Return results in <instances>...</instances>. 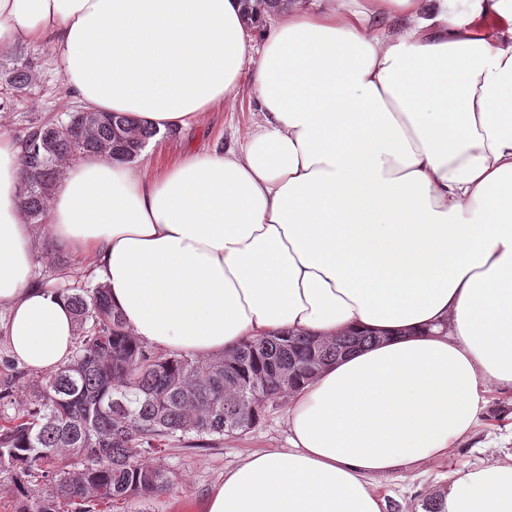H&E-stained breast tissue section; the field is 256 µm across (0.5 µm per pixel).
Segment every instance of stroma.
Listing matches in <instances>:
<instances>
[{"mask_svg": "<svg viewBox=\"0 0 512 512\" xmlns=\"http://www.w3.org/2000/svg\"><path fill=\"white\" fill-rule=\"evenodd\" d=\"M32 61L35 76L30 88L14 95L0 109V134L21 140L32 123L64 119L72 108L63 87V73L51 47L45 43L18 44L0 51V71L15 59ZM256 118V103L249 87H242L224 108L205 113L187 132L165 137L151 146L146 158L153 165L168 163L182 151L205 153L238 146ZM486 403L471 434L443 458L432 459L378 477L387 502L386 512H416L425 500L458 473L512 460V388L488 382ZM287 401L270 406L261 421L246 432L224 437L206 448H169L166 465L179 476L180 485L150 501H117L105 512H205L206 502L224 479L225 470L256 451L287 447Z\"/></svg>", "mask_w": 512, "mask_h": 512, "instance_id": "obj_1", "label": "stroma"}]
</instances>
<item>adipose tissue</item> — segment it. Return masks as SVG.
<instances>
[{
  "instance_id": "obj_1",
  "label": "adipose tissue",
  "mask_w": 512,
  "mask_h": 512,
  "mask_svg": "<svg viewBox=\"0 0 512 512\" xmlns=\"http://www.w3.org/2000/svg\"><path fill=\"white\" fill-rule=\"evenodd\" d=\"M487 16L501 26L475 35ZM30 42L82 108L160 134L251 74L237 148L159 173L63 167L48 236L132 336L200 358L280 331L381 336L292 392L287 448L225 471L206 512H384L375 477L467 437L481 379L512 388V0H0V48ZM21 155L0 137V309L14 358L50 374L75 323L34 277ZM439 503L512 512V462L456 475Z\"/></svg>"
}]
</instances>
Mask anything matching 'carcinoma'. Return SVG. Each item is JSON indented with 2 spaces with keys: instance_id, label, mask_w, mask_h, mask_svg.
<instances>
[{
  "instance_id": "cac0c4a2",
  "label": "carcinoma",
  "mask_w": 512,
  "mask_h": 512,
  "mask_svg": "<svg viewBox=\"0 0 512 512\" xmlns=\"http://www.w3.org/2000/svg\"><path fill=\"white\" fill-rule=\"evenodd\" d=\"M4 77L20 92L34 73L23 60ZM96 116L81 138L56 128L83 127L85 112L68 113L56 128H29L21 157L27 188L19 203L33 226L45 225L64 160H131L156 135L125 113ZM54 287L68 292L77 342L64 366L33 384L27 404L0 418V470L11 474L15 512H62L67 503L95 512L102 503L170 491L179 482L163 463L171 445H205L253 428L267 405L319 367L378 341L363 333L331 342L282 333L248 338L215 360L159 354L130 334L103 285L64 281ZM42 485L50 493L41 494Z\"/></svg>"
}]
</instances>
